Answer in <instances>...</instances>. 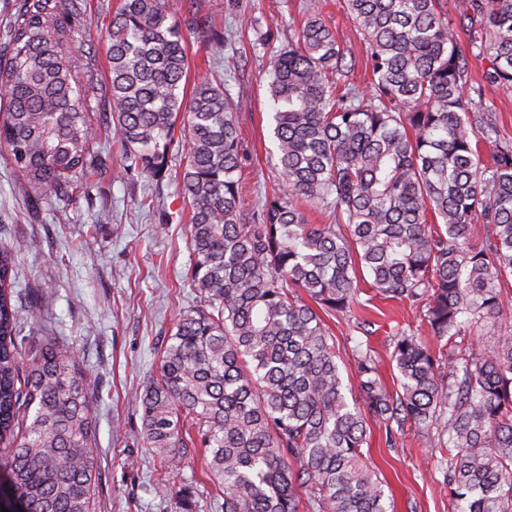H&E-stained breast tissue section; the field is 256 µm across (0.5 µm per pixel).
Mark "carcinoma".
<instances>
[{
    "label": "carcinoma",
    "mask_w": 512,
    "mask_h": 512,
    "mask_svg": "<svg viewBox=\"0 0 512 512\" xmlns=\"http://www.w3.org/2000/svg\"><path fill=\"white\" fill-rule=\"evenodd\" d=\"M185 2L120 0L102 81L98 46L74 49L68 24L86 0H19L0 60V146L35 195L64 197L99 165L94 99L109 103L127 172L160 175L175 133L188 143L176 178L199 305L133 397L158 490L202 448L224 512H388L364 452L377 421L390 447L415 431L442 449L459 512H512V143L465 94L457 40L485 62L484 83L511 88L512 0H344L368 95L339 89L345 51L308 0L269 82L284 189L250 214L224 81L201 74L186 91ZM306 205L332 222L309 223ZM31 247H0V474L18 512H92L90 385L66 344L22 335L14 303L15 258ZM365 275L375 296L418 308L436 342L395 332L394 391L368 341L345 383L322 318L350 313Z\"/></svg>",
    "instance_id": "1"
}]
</instances>
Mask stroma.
<instances>
[{"instance_id":"35a3bbf8","label":"stroma","mask_w":512,"mask_h":512,"mask_svg":"<svg viewBox=\"0 0 512 512\" xmlns=\"http://www.w3.org/2000/svg\"><path fill=\"white\" fill-rule=\"evenodd\" d=\"M305 0H193L197 15L212 25L191 31V74L204 63L224 81L234 104L243 143L242 202L258 208L266 195L281 190L275 167L268 75L272 51L295 39ZM118 0H87L85 19L72 20L76 39L100 40ZM322 15L335 30L351 66L348 81L366 92V44L341 0H322ZM277 25L270 46L259 42V29ZM483 64L471 59L470 88H482L476 107L494 113L512 136V88L481 86ZM103 165L88 175L72 196L41 199L23 190L21 178L0 149V237L36 241L16 261L18 305L23 333L51 336L75 354L89 383L94 406L100 475L95 512H222L216 490L199 459H186L168 476L169 491L155 486L154 462L140 436V420L131 404L158 369L157 348L181 309L193 306L188 279L192 254L187 229L190 207L173 176L186 152L172 146L168 173L153 177L123 171L124 147L116 133L98 142ZM94 238L77 242L86 231ZM53 302L41 305V291ZM374 324L371 343L380 361V378L395 387L389 339L401 326L418 325L419 311L407 304L374 300L355 306L351 315L329 317L343 371L354 374L351 349L362 340L359 319ZM366 455L395 512H458L442 486L441 453L409 431L394 447L372 423Z\"/></svg>"}]
</instances>
